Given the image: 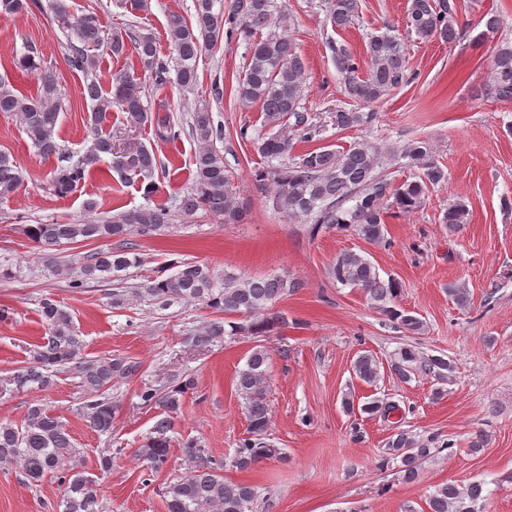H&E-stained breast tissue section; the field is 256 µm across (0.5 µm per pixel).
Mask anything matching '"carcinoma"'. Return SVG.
Here are the masks:
<instances>
[{"label": "carcinoma", "instance_id": "cac0c4a2", "mask_svg": "<svg viewBox=\"0 0 512 512\" xmlns=\"http://www.w3.org/2000/svg\"><path fill=\"white\" fill-rule=\"evenodd\" d=\"M221 7H216V4ZM195 0V23L178 14L169 16L167 41L176 52L175 68L159 56L155 39L132 28L110 30L101 25L94 12L78 17L70 11L68 0H49V10L57 25L70 32L66 57L68 65L84 74L81 94L90 102L88 125L93 135L90 149L76 161L63 156L57 141L56 126L62 110L61 89L56 71L40 55L27 50L16 59L15 66L34 75L36 92L26 94L12 82L0 77V115L14 118L22 125L32 146L44 157L55 156L59 164L45 185L48 194L62 198L74 193L90 169L103 162L122 183L144 184V195L156 192L152 180L158 168L154 152L143 145L115 148L112 131L107 129L112 109L122 112L129 125L139 128L153 126L155 138L174 141L182 128L169 116L152 115L144 104L145 86L162 88L177 84L195 87L199 60L213 51L222 36H241L249 46L244 78L238 83L236 97L243 108L258 103L263 115L265 133L252 137L249 128L239 129L241 140H250L260 155L278 161L255 171L259 187L273 189V208L294 223L309 224L314 233L334 228H354L371 242L385 240L387 211L396 209L409 213L420 208L431 189L447 182L444 170L431 160L430 143L416 138L406 143L399 158L416 168L413 180L395 187L382 169L383 151L376 144L361 139L343 150L323 147L293 152V138L302 142L317 140L319 128L302 104L304 98L305 63L289 35L292 19L283 0ZM30 8V0H0V18L7 19ZM359 0H328L326 21L332 28L345 30L358 17ZM450 0H409L406 30L408 35L427 40L436 38L453 43L459 36L453 20ZM483 40L499 33L497 15L483 16ZM104 47L119 59L133 55L139 69L122 71L104 81L95 50ZM333 61L342 76L344 92L355 107H339L332 115L336 128L363 131L371 128L376 113L362 108L407 84V47L404 39L387 29L373 34L365 44L369 69L359 76L358 62L345 43L328 42ZM489 94L498 101H512V45L501 41L493 56L492 82ZM189 132L197 142L192 157L193 185L178 203V212L190 216L202 210L220 224H238L246 213V204L228 173L224 156L215 143L224 139V128L214 123L207 104L191 112ZM23 183V175L8 156L0 154V200H6ZM175 211L164 205L131 209L110 218L74 224H28L27 236L47 247L81 241H109L111 246L83 258L79 269L68 263L53 265L56 275L69 278V287H84L90 280L102 282L138 263L132 254L130 237L159 235L169 229ZM467 221V208L456 201L448 206L443 223L457 231ZM175 272L165 278L148 280L133 288L134 296L166 309L174 303L199 302L217 313L250 318L246 325L212 319L203 327L198 343L207 344L223 338L225 327L231 334L242 331L251 336H267L288 327L284 314L273 311L281 298L300 287V283L284 275L236 277L224 275L219 281L209 264L191 259L171 263ZM331 279L342 285L362 290L367 300L387 317L396 328L417 334L423 329L421 320L410 311L399 309L397 282L384 280L376 267L364 257L346 252L339 255L329 269ZM41 315L48 336L38 346L31 365L16 376L20 385H51L53 373L63 368L79 379L80 387L90 397L83 406L87 427L98 433L112 430L115 406L110 390L112 383L134 376L140 365L123 358H88L83 341L76 334L70 314L50 299L41 303ZM269 353L265 346L253 348L245 367L237 372L236 392L244 401L249 419L248 436L239 441L233 466L240 471L280 457L278 448L264 441L270 417L265 383ZM353 370L361 381L372 385L379 379V363L370 354L360 355ZM392 372L402 381L415 373L445 380L455 370L452 359L441 355L424 356L404 348L391 364ZM195 389L191 378L180 381L166 393L146 388L140 392L142 405L160 407L162 417L156 420L146 441L138 448V457L152 471L163 469L170 455L172 439L169 432L174 415L181 409L182 399ZM390 455L401 460L403 478L415 479L420 461L431 449L416 442L403 431L388 441ZM19 467L27 482L37 485L55 477L64 485L62 512H100L95 481L85 475L75 439L59 417L41 404L29 407L20 424L0 421V468ZM222 464L201 467L166 486L164 497L167 512H253L257 498L255 488L242 482H227L221 474ZM484 483L474 481L465 487L445 483L431 493L427 512H482Z\"/></svg>", "mask_w": 512, "mask_h": 512}]
</instances>
